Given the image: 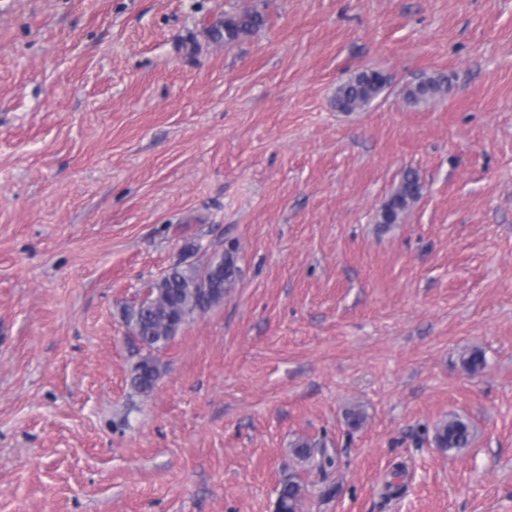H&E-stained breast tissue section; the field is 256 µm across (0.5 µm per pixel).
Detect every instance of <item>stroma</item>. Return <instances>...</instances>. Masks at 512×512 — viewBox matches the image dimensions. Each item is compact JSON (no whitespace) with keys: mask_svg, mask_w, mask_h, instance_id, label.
<instances>
[{"mask_svg":"<svg viewBox=\"0 0 512 512\" xmlns=\"http://www.w3.org/2000/svg\"><path fill=\"white\" fill-rule=\"evenodd\" d=\"M363 69L389 86L336 111ZM230 247L148 353L126 309ZM289 479L300 512H512V0H0V512H276ZM264 23V17L256 12L224 19V40L231 42ZM389 77L379 70H361L336 87L332 105L339 112H359L389 85ZM447 81L443 74L421 78L406 89V97L413 103L434 99L443 94ZM420 178L414 169H406L398 187L386 201L379 214L380 223H397L400 215L413 204L420 195ZM159 377V368L152 358L141 359L134 368L132 385L136 391L148 394L154 388ZM434 442L438 448L448 451L466 448L471 443L470 425L460 417H448L435 427Z\"/></svg>","mask_w":512,"mask_h":512,"instance_id":"1","label":"stroma"}]
</instances>
